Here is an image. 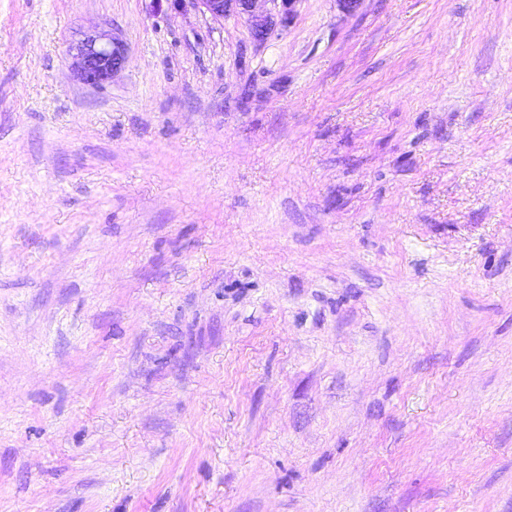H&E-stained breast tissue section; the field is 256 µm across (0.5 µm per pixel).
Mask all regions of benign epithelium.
I'll list each match as a JSON object with an SVG mask.
<instances>
[{
    "mask_svg": "<svg viewBox=\"0 0 512 512\" xmlns=\"http://www.w3.org/2000/svg\"><path fill=\"white\" fill-rule=\"evenodd\" d=\"M189 3L214 21L228 16L245 18L257 42L264 41L278 26L286 27L294 14L298 0H278L280 9L272 15L259 10L258 5L267 0H178ZM74 51L73 66L76 76L83 83L99 86L112 79L122 68L125 52L122 43L110 31H100L78 41L71 47Z\"/></svg>",
    "mask_w": 512,
    "mask_h": 512,
    "instance_id": "benign-epithelium-1",
    "label": "benign epithelium"
}]
</instances>
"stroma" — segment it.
<instances>
[{
    "mask_svg": "<svg viewBox=\"0 0 512 512\" xmlns=\"http://www.w3.org/2000/svg\"><path fill=\"white\" fill-rule=\"evenodd\" d=\"M0 512H512V0H0ZM280 2L276 15L259 11V3ZM188 2L203 14H208L214 21H224V17L237 16L246 18L257 42H263L277 26L287 27L294 14V5L298 0H178ZM70 49L75 51L73 68L76 76L91 86L111 80L121 70L125 60L122 43L110 31L103 30L86 36Z\"/></svg>",
    "mask_w": 512,
    "mask_h": 512,
    "instance_id": "obj_1",
    "label": "stroma"
}]
</instances>
